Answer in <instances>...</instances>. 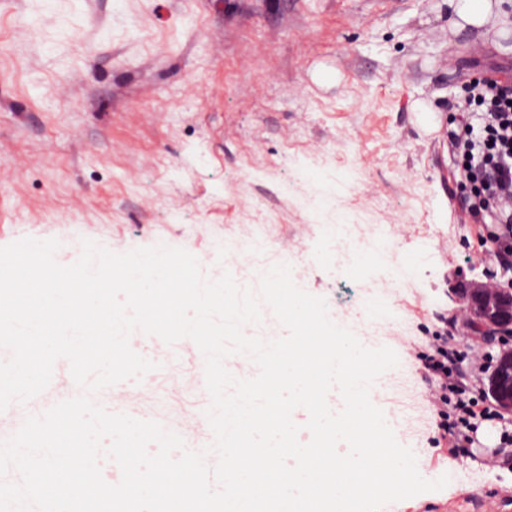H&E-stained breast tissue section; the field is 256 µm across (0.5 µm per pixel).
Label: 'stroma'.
I'll use <instances>...</instances> for the list:
<instances>
[{"instance_id":"1","label":"stroma","mask_w":512,"mask_h":512,"mask_svg":"<svg viewBox=\"0 0 512 512\" xmlns=\"http://www.w3.org/2000/svg\"><path fill=\"white\" fill-rule=\"evenodd\" d=\"M449 0H0V246L54 238L115 253L165 245L231 267L247 216L336 318L389 320L400 383L380 402L437 491L381 512H512V465L493 458L512 415L482 422L469 455L434 447L412 346L456 319L457 281L499 265L457 182L448 133L461 87L512 71L490 28L453 30ZM324 190L317 212L304 198ZM396 226L391 290L359 297L369 250L341 271L308 262L312 227ZM81 225L82 239L69 235Z\"/></svg>"}]
</instances>
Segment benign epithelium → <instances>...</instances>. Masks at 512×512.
I'll return each mask as SVG.
<instances>
[{
    "instance_id": "benign-epithelium-1",
    "label": "benign epithelium",
    "mask_w": 512,
    "mask_h": 512,
    "mask_svg": "<svg viewBox=\"0 0 512 512\" xmlns=\"http://www.w3.org/2000/svg\"><path fill=\"white\" fill-rule=\"evenodd\" d=\"M460 313L478 325L484 337L512 333V289L504 288L493 281L471 280L454 289ZM502 368L490 381V389L498 401L499 408L512 414V349L502 353Z\"/></svg>"
}]
</instances>
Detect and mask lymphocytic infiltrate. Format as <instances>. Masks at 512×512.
I'll return each mask as SVG.
<instances>
[{
	"instance_id": "obj_1",
	"label": "lymphocytic infiltrate",
	"mask_w": 512,
	"mask_h": 512,
	"mask_svg": "<svg viewBox=\"0 0 512 512\" xmlns=\"http://www.w3.org/2000/svg\"><path fill=\"white\" fill-rule=\"evenodd\" d=\"M460 114L449 142L459 162V181L480 195L472 204L474 220L487 229L489 244L503 271H512V85L493 78L472 84L470 94L458 102ZM417 370L429 386V407L436 417L438 446L451 453L471 448L481 422L498 413L483 398L466 397L471 379L460 369L458 354L448 344V331L429 332L414 351Z\"/></svg>"
}]
</instances>
